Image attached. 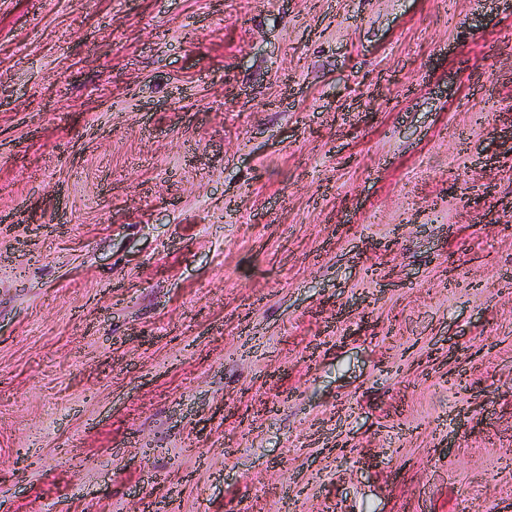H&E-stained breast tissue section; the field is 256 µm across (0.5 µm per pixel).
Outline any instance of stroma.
<instances>
[{"mask_svg":"<svg viewBox=\"0 0 512 512\" xmlns=\"http://www.w3.org/2000/svg\"><path fill=\"white\" fill-rule=\"evenodd\" d=\"M0 512H512V0H0Z\"/></svg>","mask_w":512,"mask_h":512,"instance_id":"obj_1","label":"stroma"}]
</instances>
